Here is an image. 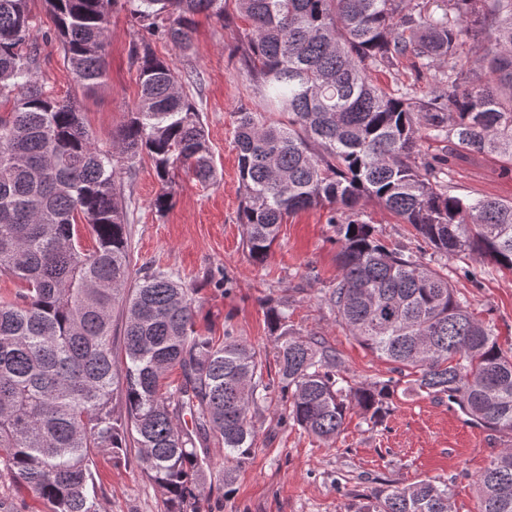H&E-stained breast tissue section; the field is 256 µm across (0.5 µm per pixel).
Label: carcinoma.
<instances>
[{"mask_svg":"<svg viewBox=\"0 0 512 512\" xmlns=\"http://www.w3.org/2000/svg\"><path fill=\"white\" fill-rule=\"evenodd\" d=\"M138 26L130 50L140 94L110 143L87 130L80 107L34 80L41 45L29 0H0V276L25 283L0 299V473L45 512H103L97 459L138 449L164 512H204L201 480L211 442L229 466L255 451L266 407L258 352L229 332L196 329L195 300L174 272L131 267L118 164L143 155L163 184L179 163L201 181L215 170L199 108L152 41L191 40L194 17L225 19L227 0H45L77 85L106 75L108 18L118 2ZM249 22L240 51L265 118L237 111L238 222L264 261L284 218L331 206L336 284L324 301L365 348L445 395L470 419L512 435V355L424 254L390 248L360 219L373 200L411 225L440 258L476 254L512 271V201L448 192L445 168L416 163L422 136L488 152L512 171V0H234ZM494 39L465 66L459 49ZM403 58L440 70L442 90H387L372 73ZM97 246L79 243L77 218ZM124 324L121 352L114 315ZM280 391L288 419L336 439L347 413L373 425L390 412L398 381L350 386L318 336L288 328V301H270ZM180 370V379L168 374ZM477 512H512V446L491 452ZM347 512H453L447 484L386 483Z\"/></svg>","mask_w":512,"mask_h":512,"instance_id":"obj_1","label":"carcinoma"}]
</instances>
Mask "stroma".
Masks as SVG:
<instances>
[{
    "label": "stroma",
    "instance_id": "35a3bbf8",
    "mask_svg": "<svg viewBox=\"0 0 512 512\" xmlns=\"http://www.w3.org/2000/svg\"><path fill=\"white\" fill-rule=\"evenodd\" d=\"M226 13L222 23L198 16L188 47L165 40L153 43L157 56L189 77L185 89L202 113L215 177L202 183L176 170L172 206L160 217L151 207L162 189L153 163L143 158L121 169L133 261L178 273L200 302L198 328L215 336L228 332L255 347L270 381L278 379L275 341L266 316L270 298L288 300L293 332L320 336L336 352L349 384L394 377L392 364L360 345L322 300L338 273L327 208L289 217L264 262L249 255L238 222L234 114L241 106L259 109L260 102L249 90L235 51L245 23L234 8ZM108 29L106 77L95 92L85 93L76 85L49 44L34 74L58 99L78 100L87 128L101 141L124 124L139 93L137 69L129 56L135 38L129 14L114 7ZM373 77L390 90L412 85L425 93L435 83L432 72L407 59ZM447 180L455 195L512 200V175L487 153L459 150ZM362 211L387 243L422 248L414 229L379 205L364 203ZM444 272L458 296L493 328L503 351L511 353L512 272L469 257L449 260ZM271 397L257 423L255 453L237 471L231 487L221 482L224 459L216 457L202 486L206 512H345L357 495L384 482L409 484L431 477L451 486L454 512H476L479 473L492 449L512 442V436L476 424L450 407L447 397L416 390L405 379L382 425L349 414L330 445L288 420L280 390H273ZM98 470L105 512H163L159 490L146 481L135 461L103 457Z\"/></svg>",
    "mask_w": 512,
    "mask_h": 512
}]
</instances>
